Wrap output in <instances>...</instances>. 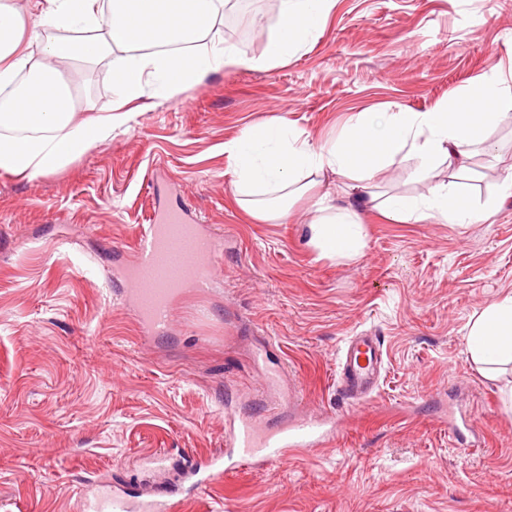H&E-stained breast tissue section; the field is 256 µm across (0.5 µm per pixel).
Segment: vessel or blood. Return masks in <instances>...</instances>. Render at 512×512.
<instances>
[{"mask_svg":"<svg viewBox=\"0 0 512 512\" xmlns=\"http://www.w3.org/2000/svg\"><path fill=\"white\" fill-rule=\"evenodd\" d=\"M224 240L193 223L181 209L155 208L150 223L139 225L135 261L127 276L133 283L130 303L143 334L165 332L177 297L185 286L211 287L214 264L222 256ZM380 337L360 332L349 337L338 354L336 385L342 396L356 405L369 402L378 386L384 364ZM336 419L328 415L302 419L269 431H259L246 419H231L225 440L228 460L246 459L263 466L287 464L298 452L326 445L333 439ZM225 468L219 459L205 466L189 463L184 477H204L213 484L223 480ZM83 512H173L170 500L133 499L120 490L105 496H87Z\"/></svg>","mask_w":512,"mask_h":512,"instance_id":"b4317fda","label":"vessel or blood"}]
</instances>
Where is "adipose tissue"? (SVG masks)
<instances>
[{"label": "adipose tissue", "mask_w": 512, "mask_h": 512, "mask_svg": "<svg viewBox=\"0 0 512 512\" xmlns=\"http://www.w3.org/2000/svg\"><path fill=\"white\" fill-rule=\"evenodd\" d=\"M230 0H29L20 11L0 0V173L35 178L54 173L129 128L127 104L167 100L228 68L268 70L304 49L326 21L333 0H278L277 20L259 56L240 54L224 38ZM112 63L117 100L111 112L75 110L79 87L65 81V63ZM512 111V87L485 77L467 108L426 112H361L334 141L314 145L274 117L252 126L224 150L235 162L236 203L263 223L287 222L294 202L310 196L309 243L331 258L358 256L361 211L383 209L410 223L440 216L466 224L467 207L449 205L465 190L438 180L439 168H462L466 147ZM413 177L433 180L418 199L374 190L378 171L404 157ZM469 359L488 378H504L512 409V296L483 309L465 338Z\"/></svg>", "instance_id": "adipose-tissue-1"}]
</instances>
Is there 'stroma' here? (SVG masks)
Segmentation results:
<instances>
[{
  "label": "stroma",
  "mask_w": 512,
  "mask_h": 512,
  "mask_svg": "<svg viewBox=\"0 0 512 512\" xmlns=\"http://www.w3.org/2000/svg\"><path fill=\"white\" fill-rule=\"evenodd\" d=\"M512 68V0H335L280 66L228 69L129 104L125 134L33 179L0 173V512H78L86 486L153 496L148 456L224 454L226 413L274 430L335 414L336 437L288 464L234 468L180 512H512V414L465 351L473 318L512 294V117L460 175L477 215L417 224L365 210L352 259L308 243V203L251 220L224 145L281 117L314 143L360 112L427 111ZM81 113L111 111V67H70ZM224 237L211 293L165 337L140 334L124 272L156 194ZM371 331L372 400L336 390V354ZM266 348V368L254 360ZM279 372L276 384L264 369Z\"/></svg>",
  "instance_id": "stroma-1"
}]
</instances>
